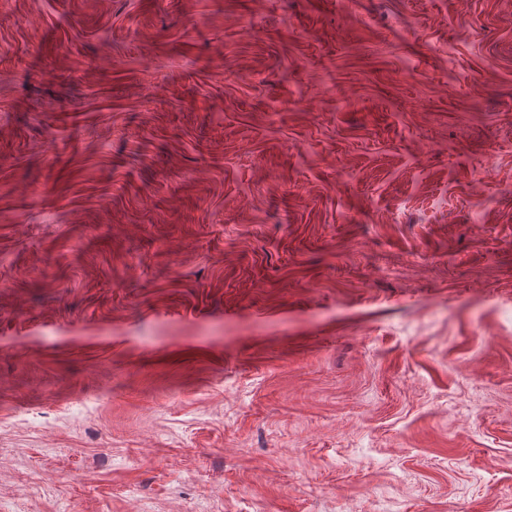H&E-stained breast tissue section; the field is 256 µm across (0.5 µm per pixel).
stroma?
I'll return each mask as SVG.
<instances>
[{"label":"stroma","instance_id":"35a3bbf8","mask_svg":"<svg viewBox=\"0 0 512 512\" xmlns=\"http://www.w3.org/2000/svg\"><path fill=\"white\" fill-rule=\"evenodd\" d=\"M512 512V0H0V512Z\"/></svg>","mask_w":512,"mask_h":512}]
</instances>
